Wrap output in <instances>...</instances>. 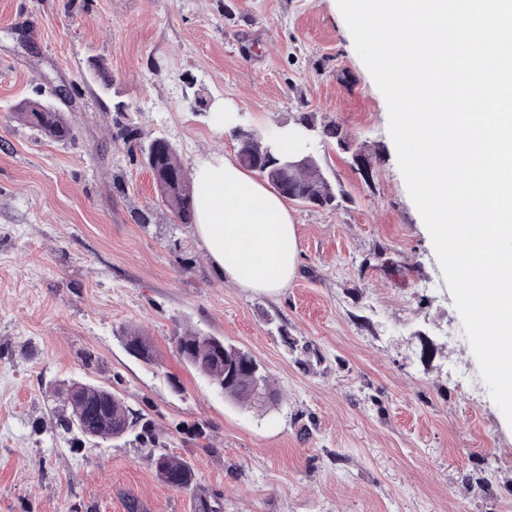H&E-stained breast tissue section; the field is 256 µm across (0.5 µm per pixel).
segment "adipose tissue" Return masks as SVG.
Here are the masks:
<instances>
[{
	"label": "adipose tissue",
	"instance_id": "1",
	"mask_svg": "<svg viewBox=\"0 0 512 512\" xmlns=\"http://www.w3.org/2000/svg\"><path fill=\"white\" fill-rule=\"evenodd\" d=\"M195 233L208 257L243 288L273 294L294 278L296 226L284 200L233 160L210 154L194 164Z\"/></svg>",
	"mask_w": 512,
	"mask_h": 512
}]
</instances>
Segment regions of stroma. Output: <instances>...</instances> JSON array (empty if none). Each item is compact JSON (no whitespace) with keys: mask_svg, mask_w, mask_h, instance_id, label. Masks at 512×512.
<instances>
[{"mask_svg":"<svg viewBox=\"0 0 512 512\" xmlns=\"http://www.w3.org/2000/svg\"><path fill=\"white\" fill-rule=\"evenodd\" d=\"M58 85L70 141L14 115ZM118 99L188 172L235 158L236 132L279 140L311 117L337 205L289 202L286 288L238 287L193 225L170 223L139 151L112 138ZM388 125L337 0H0V512H512V425ZM148 207L154 224H137ZM190 329L250 351L275 399L217 393L176 351ZM128 331L154 365L126 351ZM74 381L152 419L194 490L157 476L151 445L67 444L54 389Z\"/></svg>","mask_w":512,"mask_h":512,"instance_id":"35a3bbf8","label":"stroma"}]
</instances>
